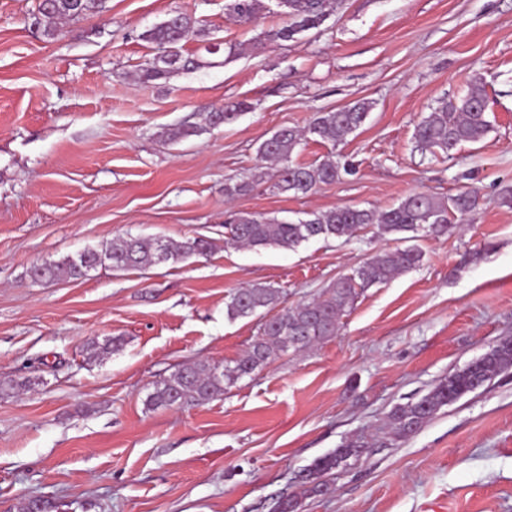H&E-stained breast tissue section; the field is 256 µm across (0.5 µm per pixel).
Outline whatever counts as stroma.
<instances>
[{
  "instance_id": "1",
  "label": "stroma",
  "mask_w": 512,
  "mask_h": 512,
  "mask_svg": "<svg viewBox=\"0 0 512 512\" xmlns=\"http://www.w3.org/2000/svg\"><path fill=\"white\" fill-rule=\"evenodd\" d=\"M259 27L228 20L225 0H105L47 38L38 0H0V512L28 499L54 512H274L297 477L350 438L386 432L400 404L512 337V0H329L294 39L244 55L287 25L265 0ZM203 32V67L144 83L146 29L174 12ZM223 44L209 54L210 44ZM482 77L492 128L450 155L418 151L416 125ZM357 101L365 123L337 143L309 137L291 159L349 164L305 196L265 180L233 200L259 144L282 127ZM247 109L180 142L184 121ZM474 192L451 237L357 231L259 251L224 242L238 212L294 220L339 206L389 207L410 194ZM126 235L214 242L205 258L41 283L29 270ZM415 248L419 266L365 289L336 336L276 358L222 396L153 408L155 384L199 360L238 359L257 317L228 318L246 284L282 289L285 307L323 295L375 253ZM120 350L91 358L95 342ZM299 512H512V371L443 408L415 432L329 475Z\"/></svg>"
}]
</instances>
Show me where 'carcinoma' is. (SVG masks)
<instances>
[{
  "mask_svg": "<svg viewBox=\"0 0 512 512\" xmlns=\"http://www.w3.org/2000/svg\"><path fill=\"white\" fill-rule=\"evenodd\" d=\"M102 0H42L33 25L48 38L58 34L63 20H80L101 9ZM326 0H287L280 6L292 23L276 31L262 32L257 42L288 41L303 31L319 27L324 21ZM267 9L264 0H228L227 17L241 24H255ZM200 35L198 20L187 13H176L145 30L140 38L158 50L152 61L140 69L144 82L168 78L182 71L204 66L196 58L182 52V41L188 34ZM245 104L238 103L222 112L206 114V124L216 128L235 120ZM370 105L356 102L336 111L317 112L307 133L327 142H336L357 130L366 120ZM203 127L185 122L168 132V139L179 142L197 136ZM490 131L486 116V92L481 78L470 82V89L460 99L442 98L416 125L415 147L421 152L441 151L445 154L462 142H480ZM303 133L283 127L261 142L258 155L263 162H274L273 188L284 195H307L320 185L340 179L346 167L327 158L310 165L294 164L290 156L302 140ZM268 175L257 167L250 181L224 184L228 198L244 195ZM478 205L473 192L463 191L439 199L424 193H413L398 204L383 210L342 206L325 213L310 214L307 219L276 221L261 213H238L224 225V243L253 249L280 247L293 249L312 239H350L362 228H373L379 235L413 233L441 237L461 230V222L471 216ZM214 249L206 238H187L174 243L168 240H144L119 237L102 251L88 248L61 263H42L30 269L35 281L51 282L62 276L80 280L89 272L108 263L116 270L147 268L169 261L179 262L204 257ZM422 253L417 249L382 251L351 273L336 280L324 296L284 308L265 319L250 347L234 362L224 366L198 361L174 371L159 381L147 398L151 407L174 408L209 401L224 394V386L254 373L270 361L290 351L299 352L336 335L340 317L352 308L360 292L383 284L394 275L418 266ZM281 290L270 285L249 284L231 293L225 302L229 318H246L260 310L271 312L280 303ZM512 368V340H502L489 352L464 368L443 378L428 393L416 400L400 404L388 415L389 439H402L416 431L428 418L463 396L476 391L495 377ZM371 447L386 448L388 439L345 441L338 448L317 459L300 475V485L309 495L321 496L330 488L323 477L348 465L351 459L367 455Z\"/></svg>",
  "mask_w": 512,
  "mask_h": 512,
  "instance_id": "carcinoma-1",
  "label": "carcinoma"
}]
</instances>
